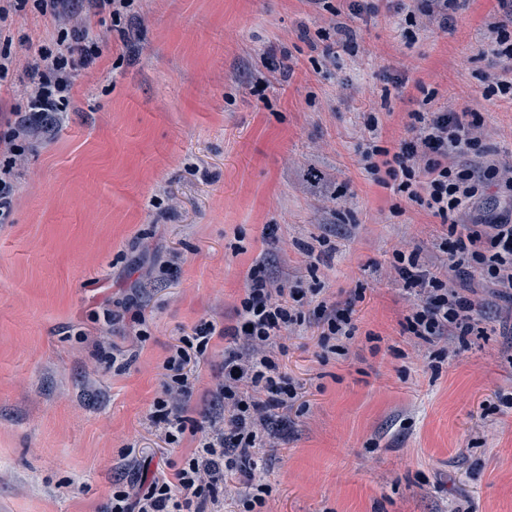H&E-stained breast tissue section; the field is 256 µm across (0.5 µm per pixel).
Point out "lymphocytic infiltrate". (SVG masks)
<instances>
[{"mask_svg": "<svg viewBox=\"0 0 512 512\" xmlns=\"http://www.w3.org/2000/svg\"><path fill=\"white\" fill-rule=\"evenodd\" d=\"M96 37L91 27L74 35L61 34L55 44L31 47L35 89L28 100L29 117L0 113L6 125L0 134V223L9 217L15 194L13 165L32 134L31 120L46 111H65L78 73L96 59ZM405 133L392 145H382L378 120L368 116L370 139L360 154L363 170L377 183L394 186L408 202L426 207L448 226L443 242L445 270L427 269L417 248L395 252L397 268L414 292L413 311L407 319L411 335L425 341L443 336H466L478 323L472 301L453 284L454 277L478 273L501 294H512V206L506 213L475 224L459 217L486 196L497 167L482 172L460 164L461 156L480 154L485 144L480 121L465 112H408ZM249 286L235 310L236 323L225 333L242 343L224 351V431L197 437L193 452L173 475L149 474L147 465L133 461L134 480H117L110 512H207L218 504L228 478L237 481L236 494L246 512L263 506L267 485L256 483L252 449L269 447L256 426L257 416L271 407L284 406L295 393L283 381L279 364L264 351L265 345L301 324L304 310L319 305L315 288L271 290L261 270L251 271ZM216 334L213 323L181 337L164 362L167 381L153 403L152 416L166 439L177 442L185 420L173 397L186 393L187 368L199 362Z\"/></svg>", "mask_w": 512, "mask_h": 512, "instance_id": "lymphocytic-infiltrate-1", "label": "lymphocytic infiltrate"}]
</instances>
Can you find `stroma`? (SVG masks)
Instances as JSON below:
<instances>
[{"label": "stroma", "instance_id": "1", "mask_svg": "<svg viewBox=\"0 0 512 512\" xmlns=\"http://www.w3.org/2000/svg\"><path fill=\"white\" fill-rule=\"evenodd\" d=\"M337 3L140 0L119 31L73 0L67 24L91 22L100 56L27 150L0 224V512H107L128 454L189 456L192 433L169 444L149 420L164 361L199 324H234L258 264L320 285L358 327L342 355L310 310L277 340L297 397L258 451L264 512H512V301L472 274L481 331L404 333L414 297L393 252L440 265L441 220L358 163L369 115L388 142L421 108L479 114L490 155L467 165L512 160V95L482 79L512 80L482 54L498 2L464 0L450 33L419 13L342 16L357 45L330 60L318 34ZM10 5L13 52L56 37ZM309 245L329 254L315 270ZM229 344L193 368L188 421L223 411Z\"/></svg>", "mask_w": 512, "mask_h": 512}]
</instances>
